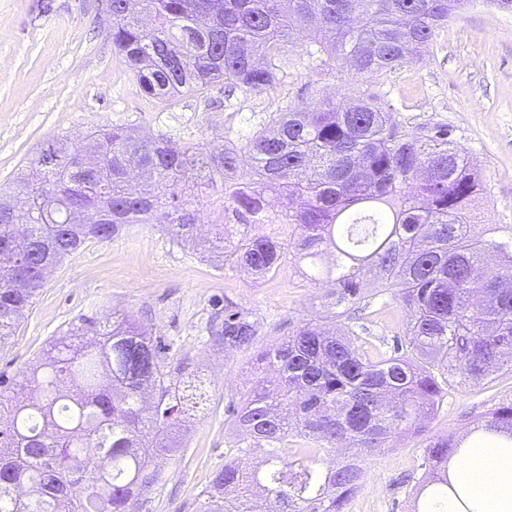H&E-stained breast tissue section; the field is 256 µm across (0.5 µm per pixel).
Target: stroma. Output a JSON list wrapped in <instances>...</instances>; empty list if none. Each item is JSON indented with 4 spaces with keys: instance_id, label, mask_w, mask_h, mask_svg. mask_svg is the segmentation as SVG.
<instances>
[{
    "instance_id": "obj_1",
    "label": "stroma",
    "mask_w": 512,
    "mask_h": 512,
    "mask_svg": "<svg viewBox=\"0 0 512 512\" xmlns=\"http://www.w3.org/2000/svg\"><path fill=\"white\" fill-rule=\"evenodd\" d=\"M107 0H0V192L16 188L56 138L82 146L96 126L160 132L214 147L244 142L272 115L312 108L322 96L371 97L404 129L447 130L480 174L486 195L476 232L512 234V14L489 0H469L412 62L386 74L355 77L335 63L303 56L305 35L292 34L298 63L274 87L242 95L228 81L171 98L145 95L112 52ZM200 242L219 220L220 196H201ZM199 244L184 247L138 225L107 242L90 241L47 279L18 329L0 347V374L23 383L51 343L83 318L127 312L170 346L172 366L196 371L204 397L181 427L178 449L155 464L157 479L134 512H198L214 474L239 460L241 446L227 406L254 387L249 350L225 352L207 327L214 300L232 302L262 323L269 346L302 321L330 323L328 284L300 283L291 265L259 278L215 268ZM512 397V372L445 396L423 431L369 457L366 478L346 512H415L425 447L459 437L494 403Z\"/></svg>"
}]
</instances>
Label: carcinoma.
Wrapping results in <instances>:
<instances>
[{
  "instance_id": "1",
  "label": "carcinoma",
  "mask_w": 512,
  "mask_h": 512,
  "mask_svg": "<svg viewBox=\"0 0 512 512\" xmlns=\"http://www.w3.org/2000/svg\"><path fill=\"white\" fill-rule=\"evenodd\" d=\"M467 0H112V52L150 97L224 80L244 93L276 85L294 66L288 38L305 30L317 53L351 75H380L414 60ZM248 172H242V167ZM149 179V193L136 176ZM219 189L238 223L215 225L213 266L259 278L285 264L333 286L341 323L294 325L257 364L262 377L227 412L261 461L224 464L200 512H345L361 463L433 418L443 387H478L512 370V236L473 232L482 181L448 133L405 131L371 99L291 109L245 144H180L167 133L133 138L97 127L86 147L60 140L13 194L0 195V346L45 286L48 271L87 241L153 224L178 243L196 238L199 195ZM282 208L274 219L265 196ZM271 222L269 234L251 227ZM335 256L321 267L317 256ZM395 302L406 328L370 354L363 321ZM210 332L224 349L257 347L251 313L213 305ZM167 347L132 314L83 320L51 345L25 390L0 374V512H132L171 448L185 395L167 371ZM512 437V398L457 439L426 446L419 492L442 512L448 458L474 440ZM311 444L293 454L288 442ZM101 459L87 472L85 458Z\"/></svg>"
}]
</instances>
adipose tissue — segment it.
<instances>
[{"label": "adipose tissue", "mask_w": 512, "mask_h": 512, "mask_svg": "<svg viewBox=\"0 0 512 512\" xmlns=\"http://www.w3.org/2000/svg\"><path fill=\"white\" fill-rule=\"evenodd\" d=\"M444 512H512V447L468 449L448 468Z\"/></svg>", "instance_id": "ef3b65f1"}]
</instances>
